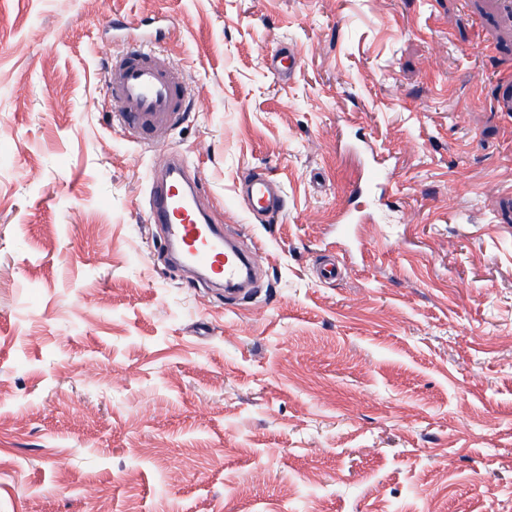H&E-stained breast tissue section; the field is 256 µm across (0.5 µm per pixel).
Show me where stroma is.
<instances>
[{
	"label": "stroma",
	"mask_w": 512,
	"mask_h": 512,
	"mask_svg": "<svg viewBox=\"0 0 512 512\" xmlns=\"http://www.w3.org/2000/svg\"><path fill=\"white\" fill-rule=\"evenodd\" d=\"M139 34L190 90L151 148L104 82ZM511 75L506 0H0V512H512ZM169 150L265 241L244 298L161 262ZM237 192L253 216L278 215L286 209L285 193L260 173L246 174L239 182Z\"/></svg>",
	"instance_id": "1"
}]
</instances>
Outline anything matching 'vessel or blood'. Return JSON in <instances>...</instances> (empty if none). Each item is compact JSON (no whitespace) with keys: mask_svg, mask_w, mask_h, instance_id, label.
<instances>
[{"mask_svg":"<svg viewBox=\"0 0 512 512\" xmlns=\"http://www.w3.org/2000/svg\"><path fill=\"white\" fill-rule=\"evenodd\" d=\"M105 82L114 120L134 139L177 126L188 110L190 92L183 73L146 40L112 54ZM237 192L253 216L278 215L286 209L284 192L262 174H246ZM148 221L160 228L166 250L177 251L183 266L224 287L227 297H238L256 280L263 243L255 242L249 253H242L225 237L222 226L211 223L198 204V178L182 153H166L156 165Z\"/></svg>","mask_w":512,"mask_h":512,"instance_id":"obj_1","label":"vessel or blood"}]
</instances>
